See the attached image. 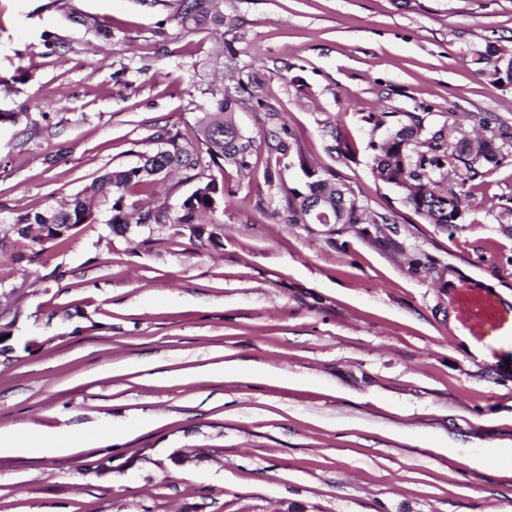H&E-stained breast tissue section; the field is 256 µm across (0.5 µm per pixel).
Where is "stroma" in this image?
Instances as JSON below:
<instances>
[{
	"label": "stroma",
	"mask_w": 512,
	"mask_h": 512,
	"mask_svg": "<svg viewBox=\"0 0 512 512\" xmlns=\"http://www.w3.org/2000/svg\"><path fill=\"white\" fill-rule=\"evenodd\" d=\"M0 0V238L14 218L199 134L212 92L259 148L205 218L112 235L106 209L0 254V428L87 436L0 455V512H512V359L452 339L457 287L512 297V143L446 177L427 223L374 174L408 113L454 143L512 127V0ZM300 155L277 153L278 139ZM334 172L392 240L289 224L299 167ZM179 2L175 17L185 29L196 30L210 24H224V14L218 8V0H179Z\"/></svg>",
	"instance_id": "1"
}]
</instances>
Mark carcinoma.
Here are the masks:
<instances>
[{
	"mask_svg": "<svg viewBox=\"0 0 512 512\" xmlns=\"http://www.w3.org/2000/svg\"><path fill=\"white\" fill-rule=\"evenodd\" d=\"M176 19L188 30L224 24L218 0H179ZM213 98L201 119V138L192 140L179 132L167 134L156 150L140 155L137 165L105 172L64 205L18 215L13 232L21 251L15 254L16 260L39 263L45 244L65 243L73 229L94 219V204L100 199L108 206L107 224L116 236H125L132 225H170L179 227V233L192 242L213 240L214 233L197 223L200 214L214 210L224 201V183L210 171L224 169L226 162L245 170L257 149L256 139L245 134L235 121L239 101L224 96L222 91L213 94ZM408 118V122L391 129L381 142L371 145L377 175L383 182L405 190L404 203L427 223L445 228L459 224L464 218L461 197L452 188L440 187L437 172L444 163L455 160L464 164L472 179L477 175L474 164L498 162L500 147L492 138L461 139L451 146L449 154L441 155L439 142L444 139L443 132L439 130L425 138L421 120L414 114ZM422 137L434 154L416 153L414 146ZM297 157L311 182L302 190L288 189V223H297L296 216L300 214L312 224H340L344 228L369 222L394 223L393 218L385 215L368 220L365 206L346 183L332 174L315 177V173L307 170L302 153H297ZM173 171L182 173L184 181L194 184L191 193L174 209L165 203L138 207L133 197L153 194L154 185Z\"/></svg>",
	"mask_w": 512,
	"mask_h": 512,
	"instance_id": "obj_1",
	"label": "carcinoma"
}]
</instances>
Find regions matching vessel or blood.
<instances>
[{"label": "vessel or blood", "mask_w": 512, "mask_h": 512, "mask_svg": "<svg viewBox=\"0 0 512 512\" xmlns=\"http://www.w3.org/2000/svg\"><path fill=\"white\" fill-rule=\"evenodd\" d=\"M455 329L483 361L512 358V307L490 290L461 287L453 300Z\"/></svg>", "instance_id": "obj_1"}]
</instances>
